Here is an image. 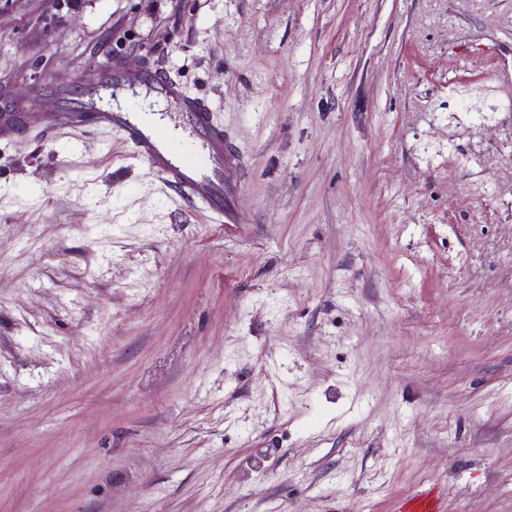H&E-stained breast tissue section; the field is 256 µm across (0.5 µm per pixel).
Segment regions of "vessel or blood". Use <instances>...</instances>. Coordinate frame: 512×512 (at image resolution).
<instances>
[{"instance_id":"b4317fda","label":"vessel or blood","mask_w":512,"mask_h":512,"mask_svg":"<svg viewBox=\"0 0 512 512\" xmlns=\"http://www.w3.org/2000/svg\"><path fill=\"white\" fill-rule=\"evenodd\" d=\"M132 85L145 87L177 104L178 123L185 131L182 138H170L165 131L137 120L133 106L100 104L104 88ZM48 96L50 102L43 112H2L0 125L15 131L38 127L49 142L65 128L111 131L164 184L176 188L183 199L208 213L214 223H237L240 159L209 102L187 92L180 81L150 68L131 71L120 60L110 58L95 72L82 76L78 85L57 83ZM439 502V491L429 487L406 499L400 512H439Z\"/></svg>"}]
</instances>
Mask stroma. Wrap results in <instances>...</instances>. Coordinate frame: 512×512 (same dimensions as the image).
Segmentation results:
<instances>
[{
  "instance_id": "1",
  "label": "stroma",
  "mask_w": 512,
  "mask_h": 512,
  "mask_svg": "<svg viewBox=\"0 0 512 512\" xmlns=\"http://www.w3.org/2000/svg\"><path fill=\"white\" fill-rule=\"evenodd\" d=\"M108 57L240 220L0 133V512H512V0H0V113ZM440 492L429 487L412 495L400 506V512H439Z\"/></svg>"
}]
</instances>
